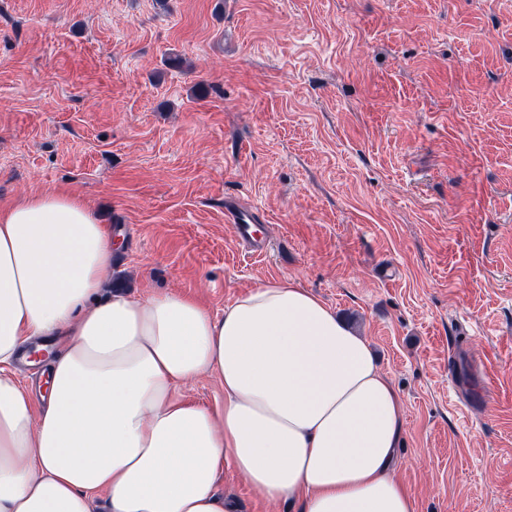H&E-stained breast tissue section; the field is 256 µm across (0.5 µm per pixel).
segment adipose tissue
<instances>
[{
    "label": "adipose tissue",
    "instance_id": "obj_1",
    "mask_svg": "<svg viewBox=\"0 0 512 512\" xmlns=\"http://www.w3.org/2000/svg\"><path fill=\"white\" fill-rule=\"evenodd\" d=\"M114 238L57 190L0 208V512H229L232 463L263 499L299 512H415L394 473L401 398L317 296L272 281L223 316L161 292L109 289ZM64 336L34 401L14 366ZM213 375L224 402L182 386Z\"/></svg>",
    "mask_w": 512,
    "mask_h": 512
}]
</instances>
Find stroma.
I'll return each mask as SVG.
<instances>
[{
	"instance_id": "obj_1",
	"label": "stroma",
	"mask_w": 512,
	"mask_h": 512,
	"mask_svg": "<svg viewBox=\"0 0 512 512\" xmlns=\"http://www.w3.org/2000/svg\"><path fill=\"white\" fill-rule=\"evenodd\" d=\"M56 189L134 296H318L402 398L416 512H512V0H0V207ZM224 216L234 224L237 237L245 247L260 255L267 251V239L259 236L253 229V224L257 222L254 213L244 211L234 202L225 200Z\"/></svg>"
}]
</instances>
